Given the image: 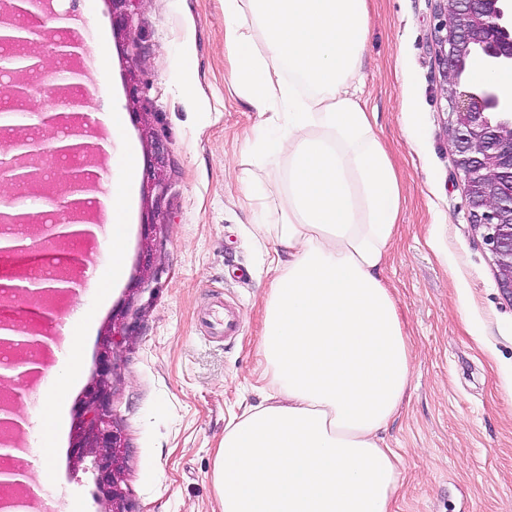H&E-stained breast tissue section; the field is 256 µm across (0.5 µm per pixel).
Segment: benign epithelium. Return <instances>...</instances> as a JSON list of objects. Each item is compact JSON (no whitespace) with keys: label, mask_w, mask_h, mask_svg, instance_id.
Segmentation results:
<instances>
[{"label":"benign epithelium","mask_w":512,"mask_h":512,"mask_svg":"<svg viewBox=\"0 0 512 512\" xmlns=\"http://www.w3.org/2000/svg\"><path fill=\"white\" fill-rule=\"evenodd\" d=\"M140 0H112V25L125 28L133 19V7ZM438 23L435 41L442 68L443 96L447 102L448 138L454 147V163L462 175L472 229L481 236L491 252L496 279L501 292L512 299V94L493 81L475 87L461 86V76L479 58L480 67L490 73L512 71V0H436ZM33 0H0V45L14 50L9 58H28L24 51L35 43L33 38L8 34L9 30H30L20 19L29 13ZM40 71V64L11 68L16 81L14 100L27 102L28 80ZM65 126L68 136L76 142L54 148L52 152L68 155L90 154L84 141L93 128L90 118L80 123H63L62 115L37 114L30 128L40 132L57 131ZM150 156L145 168V200L150 202V219L144 222L139 275L136 285L154 278V246L160 223L161 203L168 190L167 152L163 140L152 131ZM41 136L29 135L13 140L0 154V178L21 188H34L42 183V173L34 168L32 157L40 152ZM90 164L67 171L68 194L95 191V173ZM28 217L0 212V224L19 227L17 235L30 239V244L9 248L7 252L22 265L31 266L43 252L40 240L25 227ZM127 312L112 313V323L98 356L97 378L83 404L78 424L77 447L91 455L99 475V485L110 505L107 512H128L119 478L124 467L125 451L122 436L112 419L113 346L116 338L129 333ZM37 376L25 371L18 376L0 374V387L8 389L11 398L0 407V426L17 434L21 425L11 419L18 395L13 385L24 378Z\"/></svg>","instance_id":"7a95c632"}]
</instances>
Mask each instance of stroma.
I'll return each instance as SVG.
<instances>
[{
  "label": "stroma",
  "instance_id": "35a3bbf8",
  "mask_svg": "<svg viewBox=\"0 0 512 512\" xmlns=\"http://www.w3.org/2000/svg\"><path fill=\"white\" fill-rule=\"evenodd\" d=\"M84 9L102 53L90 78L93 112L122 113L120 133H105L96 153L100 195L125 175L128 152L145 170L144 128L169 148L166 223L158 236L155 281L135 284L146 209L135 180L125 221L129 247L120 285L106 301L96 289L65 307L20 298L33 326L85 306L93 331L77 348L82 381L69 394L67 428L50 454L47 477L32 487L59 512H106L90 461L74 446L78 412L94 383L96 361L115 309L134 331L117 345L112 416L126 444L121 487L132 512H220L213 481L219 442L245 405L268 393L258 376L262 300L272 279L270 240L256 235L226 166H241L243 133L257 119L229 79L224 0H141L133 27L112 25L110 0H66ZM370 35L360 64L363 99L404 184L400 223L384 277L394 288L410 338L409 394L384 437L400 456L395 512H512V300L500 291L492 256L471 229L463 181L448 139L446 101L434 27L435 0H369ZM59 20L32 50L43 60L30 79L29 106L60 113L52 87L62 63L54 53ZM137 74H130L133 60ZM193 97H186L183 76ZM136 77L137 97L127 82ZM145 113L137 122L136 113ZM240 320L227 337L207 320Z\"/></svg>",
  "mask_w": 512,
  "mask_h": 512
}]
</instances>
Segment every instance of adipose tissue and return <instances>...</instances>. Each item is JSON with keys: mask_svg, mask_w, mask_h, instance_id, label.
<instances>
[{"mask_svg": "<svg viewBox=\"0 0 512 512\" xmlns=\"http://www.w3.org/2000/svg\"><path fill=\"white\" fill-rule=\"evenodd\" d=\"M369 0H224L231 84L259 116L246 168L228 169L277 255L264 299L261 377L270 403L225 427L214 465L221 512H394L399 455L381 436L411 379V344L381 278L404 186L362 106ZM274 173L277 198L251 165ZM77 308L56 351L32 447L66 424Z\"/></svg>", "mask_w": 512, "mask_h": 512, "instance_id": "obj_1", "label": "adipose tissue"}]
</instances>
